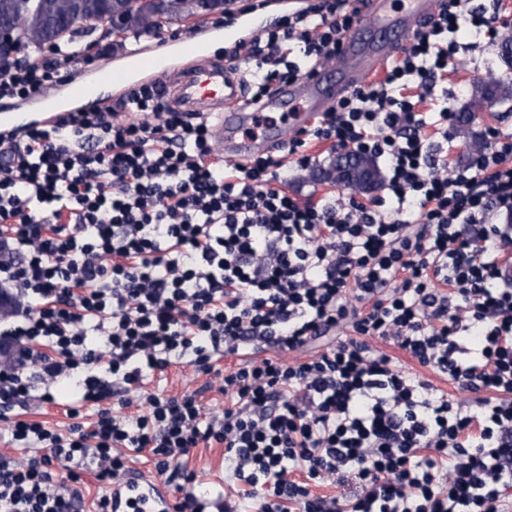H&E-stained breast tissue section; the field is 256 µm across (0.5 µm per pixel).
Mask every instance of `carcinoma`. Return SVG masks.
<instances>
[{
	"instance_id": "carcinoma-1",
	"label": "carcinoma",
	"mask_w": 512,
	"mask_h": 512,
	"mask_svg": "<svg viewBox=\"0 0 512 512\" xmlns=\"http://www.w3.org/2000/svg\"><path fill=\"white\" fill-rule=\"evenodd\" d=\"M215 0H112V11L121 13L120 32L145 33L155 30L163 21L178 22L213 8ZM107 4L104 0H0V21L17 11L28 13V31L16 41L36 45L35 37L59 41L69 37L72 29L60 19L73 12L88 20L101 17ZM512 98V85L497 82L480 83L472 90V103L486 99ZM353 169L358 188L380 185L383 176L375 158L366 154H340L322 170L326 180L347 181V170Z\"/></svg>"
}]
</instances>
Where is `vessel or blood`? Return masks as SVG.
Here are the masks:
<instances>
[{
    "instance_id": "1",
    "label": "vessel or blood",
    "mask_w": 512,
    "mask_h": 512,
    "mask_svg": "<svg viewBox=\"0 0 512 512\" xmlns=\"http://www.w3.org/2000/svg\"><path fill=\"white\" fill-rule=\"evenodd\" d=\"M440 9V0H368L362 19L345 36L336 57L339 77L315 68L300 79L272 89L253 102L238 61H216L215 43L256 38L265 29L250 14L235 12L225 25L199 23L188 37L145 45L121 54L113 65H102L76 75L65 94L43 90L28 101L25 111L0 113V132H23L32 125H48L66 113L106 107L100 87L112 89L113 99L131 89L164 80L163 96L174 110L193 112L212 122V137L221 144V157L234 163L282 151L314 119L332 109L356 86L366 82L373 67L399 57L406 39ZM147 512H173V503L159 484L142 488Z\"/></svg>"
}]
</instances>
